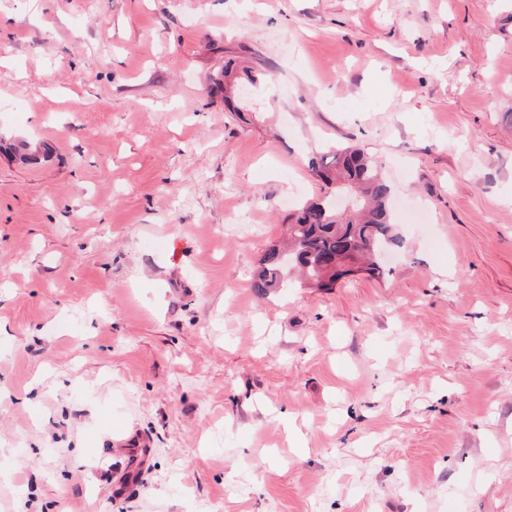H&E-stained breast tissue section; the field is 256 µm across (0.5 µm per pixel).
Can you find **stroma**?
I'll list each match as a JSON object with an SVG mask.
<instances>
[{
	"mask_svg": "<svg viewBox=\"0 0 512 512\" xmlns=\"http://www.w3.org/2000/svg\"><path fill=\"white\" fill-rule=\"evenodd\" d=\"M0 138V512H512V0H0ZM347 146L403 248L258 298Z\"/></svg>",
	"mask_w": 512,
	"mask_h": 512,
	"instance_id": "35a3bbf8",
	"label": "stroma"
}]
</instances>
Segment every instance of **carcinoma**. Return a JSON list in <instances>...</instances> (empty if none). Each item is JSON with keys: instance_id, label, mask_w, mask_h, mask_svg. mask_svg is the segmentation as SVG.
Wrapping results in <instances>:
<instances>
[{"instance_id": "cac0c4a2", "label": "carcinoma", "mask_w": 512, "mask_h": 512, "mask_svg": "<svg viewBox=\"0 0 512 512\" xmlns=\"http://www.w3.org/2000/svg\"><path fill=\"white\" fill-rule=\"evenodd\" d=\"M311 167L329 192L292 218L288 249L274 247L259 260L251 286L261 296L277 292L291 268L314 288H331L357 269L380 275L384 254L403 247L389 210L392 186L380 161L347 148L313 158ZM344 191L358 199L348 212L336 205V194Z\"/></svg>"}]
</instances>
